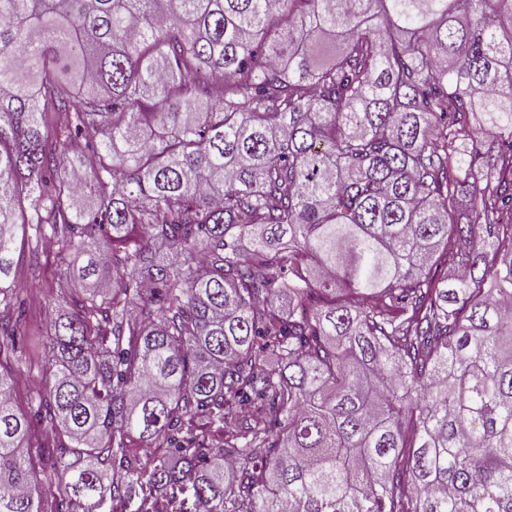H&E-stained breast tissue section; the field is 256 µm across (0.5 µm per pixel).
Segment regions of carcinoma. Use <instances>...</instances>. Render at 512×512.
<instances>
[{
  "label": "carcinoma",
  "mask_w": 512,
  "mask_h": 512,
  "mask_svg": "<svg viewBox=\"0 0 512 512\" xmlns=\"http://www.w3.org/2000/svg\"><path fill=\"white\" fill-rule=\"evenodd\" d=\"M0 335V512H512V0H0ZM29 240L25 239V248L16 253L17 281L23 290L25 297V309L28 321L29 336H26L24 352L18 364L15 365L17 381L15 385L14 398L17 404L24 411L29 410L37 397V384L41 380L42 369L47 361V351L44 343L48 335L46 323V291L48 286H53L54 295L61 292L69 294L68 286L58 279L54 253L44 242L37 243L40 252V275L32 276L30 268L31 255L29 248L35 246L32 231H28ZM64 288H60V286Z\"/></svg>",
  "instance_id": "1"
}]
</instances>
